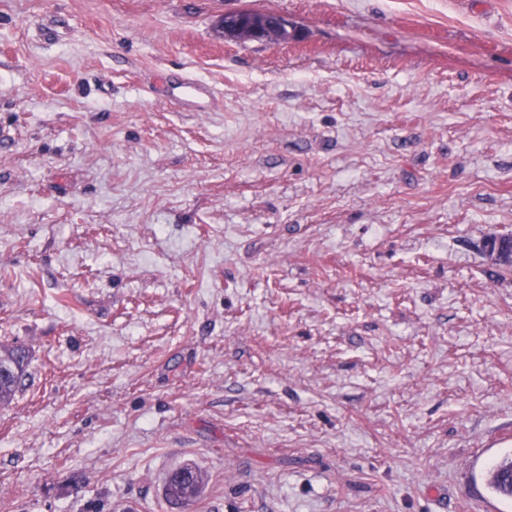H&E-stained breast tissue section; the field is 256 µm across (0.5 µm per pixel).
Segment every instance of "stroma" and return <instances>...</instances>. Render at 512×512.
Returning <instances> with one entry per match:
<instances>
[{
  "instance_id": "obj_1",
  "label": "stroma",
  "mask_w": 512,
  "mask_h": 512,
  "mask_svg": "<svg viewBox=\"0 0 512 512\" xmlns=\"http://www.w3.org/2000/svg\"><path fill=\"white\" fill-rule=\"evenodd\" d=\"M510 233L512 0H0V512H512ZM218 27L225 38L266 43L286 42L292 26L282 15L271 12H239L223 15ZM182 101L195 112H206L205 98L210 95L208 87L202 84H191L184 80L177 87ZM28 357L21 345H0V406L14 400L26 376ZM512 472V454H507L493 463L488 478L489 488L496 494L512 497V484L506 480V475ZM205 486L203 472L195 466L171 469L164 480V496L172 505H183L200 497Z\"/></svg>"
}]
</instances>
